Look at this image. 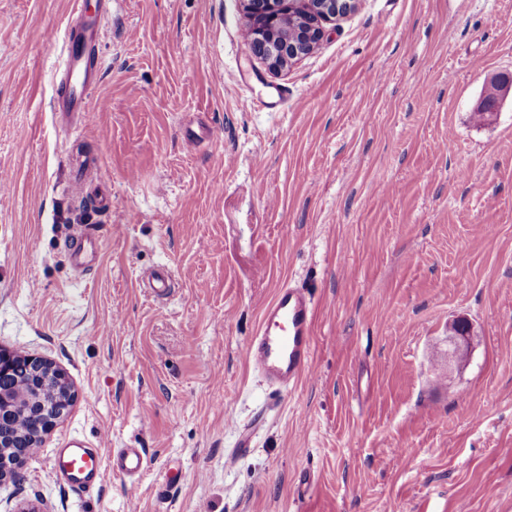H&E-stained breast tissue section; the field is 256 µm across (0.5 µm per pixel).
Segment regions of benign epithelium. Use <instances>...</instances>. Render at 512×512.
<instances>
[{"label":"benign epithelium","instance_id":"obj_1","mask_svg":"<svg viewBox=\"0 0 512 512\" xmlns=\"http://www.w3.org/2000/svg\"><path fill=\"white\" fill-rule=\"evenodd\" d=\"M247 20L248 47L250 53L263 60L271 68H280L309 54L325 35V24L349 13L356 0H239ZM512 91V81L496 77L484 99L481 110L491 111L501 95ZM457 322L448 324V345L453 347L452 358H467V346L471 332L460 335ZM65 397H60L59 393ZM53 390V402L42 406L40 417L34 422L36 436L48 432L64 413L67 398L73 396L71 388ZM31 448L26 445L21 452L9 458L0 448V478L13 472L18 459Z\"/></svg>","mask_w":512,"mask_h":512}]
</instances>
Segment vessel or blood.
<instances>
[{
    "instance_id": "vessel-or-blood-1",
    "label": "vessel or blood",
    "mask_w": 512,
    "mask_h": 512,
    "mask_svg": "<svg viewBox=\"0 0 512 512\" xmlns=\"http://www.w3.org/2000/svg\"><path fill=\"white\" fill-rule=\"evenodd\" d=\"M103 13H90L84 0H79L73 19L66 26V40L61 62L64 96L56 98L54 110L62 116L88 117L90 90L103 79L99 63L90 59L92 47L100 40ZM77 192H85L92 175L97 172L93 157L75 158ZM99 239L93 227H84L71 238L67 256L75 266H83L86 257L96 255ZM314 307L304 289L279 288L264 307L256 336L244 351L249 363L268 386L288 388L308 373L313 357ZM100 443L65 442L56 450L52 468L57 480L75 489L97 487L103 475ZM147 467V455L141 448H121L112 456L113 471L130 479Z\"/></svg>"
}]
</instances>
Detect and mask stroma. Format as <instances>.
Masks as SVG:
<instances>
[{
  "mask_svg": "<svg viewBox=\"0 0 512 512\" xmlns=\"http://www.w3.org/2000/svg\"><path fill=\"white\" fill-rule=\"evenodd\" d=\"M73 8L0 0V348L75 391L0 512H512V95L476 113L512 0H360L280 71L237 0H111L88 123L52 110ZM79 153L108 208L73 195ZM288 285L314 352L278 393L243 351ZM66 439L101 440L100 486L55 479ZM98 248V235L95 233L93 227L88 225L71 238L67 247V256L75 266L85 268V258L95 256L98 252ZM147 467V454L142 448H119L112 454V470L135 479Z\"/></svg>",
  "mask_w": 512,
  "mask_h": 512,
  "instance_id": "obj_1",
  "label": "stroma"
}]
</instances>
